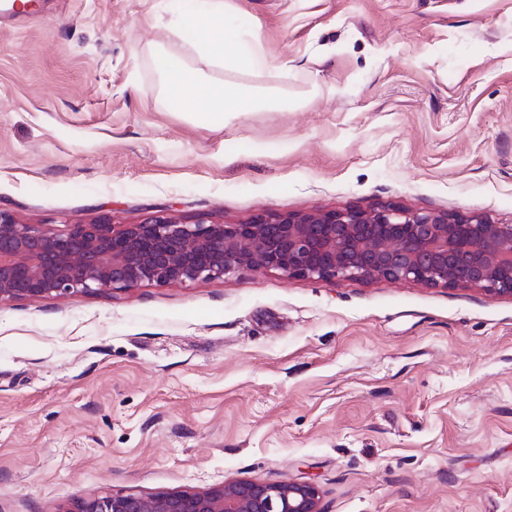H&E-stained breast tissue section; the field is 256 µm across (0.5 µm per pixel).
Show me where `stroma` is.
I'll return each instance as SVG.
<instances>
[{
  "label": "stroma",
  "mask_w": 512,
  "mask_h": 512,
  "mask_svg": "<svg viewBox=\"0 0 512 512\" xmlns=\"http://www.w3.org/2000/svg\"><path fill=\"white\" fill-rule=\"evenodd\" d=\"M284 111L167 109L182 0H39L0 25V209L398 205L512 224V0H224ZM310 482L324 512H512V298L269 270L0 304V512Z\"/></svg>",
  "instance_id": "obj_1"
}]
</instances>
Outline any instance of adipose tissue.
I'll use <instances>...</instances> for the list:
<instances>
[{
  "mask_svg": "<svg viewBox=\"0 0 512 512\" xmlns=\"http://www.w3.org/2000/svg\"><path fill=\"white\" fill-rule=\"evenodd\" d=\"M180 25L181 33L194 40L199 56L209 64L242 72H257L268 65L255 28L240 26L227 15L224 0H196ZM152 66L164 79L168 107L195 113L209 126L223 125L229 115L286 106L274 92L202 76L184 56L169 49L156 51Z\"/></svg>",
  "mask_w": 512,
  "mask_h": 512,
  "instance_id": "adipose-tissue-1",
  "label": "adipose tissue"
}]
</instances>
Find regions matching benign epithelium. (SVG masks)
I'll return each instance as SVG.
<instances>
[{"instance_id": "benign-epithelium-1", "label": "benign epithelium", "mask_w": 512, "mask_h": 512, "mask_svg": "<svg viewBox=\"0 0 512 512\" xmlns=\"http://www.w3.org/2000/svg\"><path fill=\"white\" fill-rule=\"evenodd\" d=\"M275 270L308 280H386L512 296V224L479 215L362 208L238 222L159 213L49 231L0 210V304ZM62 512H322L306 482L226 480L158 496L93 495Z\"/></svg>"}]
</instances>
